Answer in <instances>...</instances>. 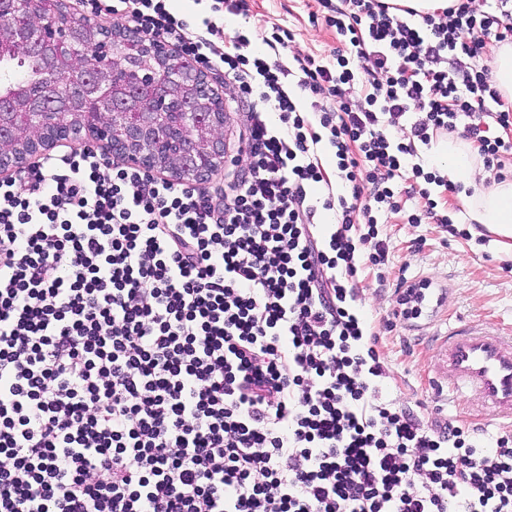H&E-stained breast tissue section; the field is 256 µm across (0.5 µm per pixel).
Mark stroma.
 Instances as JSON below:
<instances>
[{
    "label": "stroma",
    "instance_id": "1",
    "mask_svg": "<svg viewBox=\"0 0 512 512\" xmlns=\"http://www.w3.org/2000/svg\"><path fill=\"white\" fill-rule=\"evenodd\" d=\"M248 15H225L224 31L259 32L271 24L292 30L295 39L287 53L330 55L339 42L335 29L325 25L318 0H249ZM389 245L382 269L368 268L359 275V287L370 321L381 337L382 360L387 368V396L420 415L454 421L495 434L501 424L491 411L470 409L449 392L440 374V343L449 328L474 323L512 333V255L500 251L489 232L454 236L437 224H409L403 214L390 215L380 227ZM426 279L446 289L441 305L428 307L420 319L384 322L396 305L400 278Z\"/></svg>",
    "mask_w": 512,
    "mask_h": 512
}]
</instances>
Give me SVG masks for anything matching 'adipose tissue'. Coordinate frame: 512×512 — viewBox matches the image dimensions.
Wrapping results in <instances>:
<instances>
[{
  "label": "adipose tissue",
  "instance_id": "ef3b65f1",
  "mask_svg": "<svg viewBox=\"0 0 512 512\" xmlns=\"http://www.w3.org/2000/svg\"><path fill=\"white\" fill-rule=\"evenodd\" d=\"M436 159L451 182L474 188L464 200L470 221L491 229L501 238L500 248L512 251V179L487 182L470 147L455 140L438 145Z\"/></svg>",
  "mask_w": 512,
  "mask_h": 512
}]
</instances>
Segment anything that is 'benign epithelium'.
<instances>
[{"mask_svg": "<svg viewBox=\"0 0 512 512\" xmlns=\"http://www.w3.org/2000/svg\"><path fill=\"white\" fill-rule=\"evenodd\" d=\"M24 11L36 23L24 31L16 30L4 5ZM58 10L45 13L42 0H0V43H25L38 51H48L62 56L68 65V76L78 85H87L93 98L112 99V111L92 113L89 124L72 126L65 132L72 143L88 139V130L101 125V133L112 153L126 163L150 172L165 171L155 161L157 151L147 153L145 143L161 139L166 143L164 156L179 164V180L192 185H202L224 169V112L212 106L215 93L210 89L206 75L192 62L184 61L181 70L170 74L168 82L179 85L183 96L172 99L159 90L162 75L154 69H143L122 62L117 53V43L112 36L99 39V57L112 61V69L88 71L81 58L82 46L73 40L70 30L58 23L55 15L63 10L65 0H57ZM17 101L0 97V142L14 135L9 123L8 108ZM23 108L41 127L44 115L50 111L66 112L69 104L57 101L45 93L36 100H26ZM182 109L183 136L172 137L162 133L167 113ZM60 141L57 132L50 131L39 140H33L25 149L6 151L0 147V175L18 174L30 167V159L45 155Z\"/></svg>", "mask_w": 512, "mask_h": 512, "instance_id": "1", "label": "benign epithelium"}]
</instances>
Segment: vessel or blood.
<instances>
[{
  "label": "vessel or blood",
  "instance_id": "1",
  "mask_svg": "<svg viewBox=\"0 0 512 512\" xmlns=\"http://www.w3.org/2000/svg\"><path fill=\"white\" fill-rule=\"evenodd\" d=\"M440 356L448 388L470 406L512 420V336L460 324L449 330Z\"/></svg>",
  "mask_w": 512,
  "mask_h": 512
}]
</instances>
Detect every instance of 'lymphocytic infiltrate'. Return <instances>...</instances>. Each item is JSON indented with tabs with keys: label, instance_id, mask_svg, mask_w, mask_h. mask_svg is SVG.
<instances>
[{
	"label": "lymphocytic infiltrate",
	"instance_id": "lymphocytic-infiltrate-1",
	"mask_svg": "<svg viewBox=\"0 0 512 512\" xmlns=\"http://www.w3.org/2000/svg\"><path fill=\"white\" fill-rule=\"evenodd\" d=\"M320 4L343 46L290 64L280 26L249 57L225 36L248 0L198 28L167 0H82L223 78L243 166L215 195L84 147L0 182V512H512V432L388 400L357 286L402 196L423 201L408 223L452 226L434 136L512 159L480 62L512 0L419 22ZM322 143L350 196L318 195Z\"/></svg>",
	"mask_w": 512,
	"mask_h": 512
}]
</instances>
